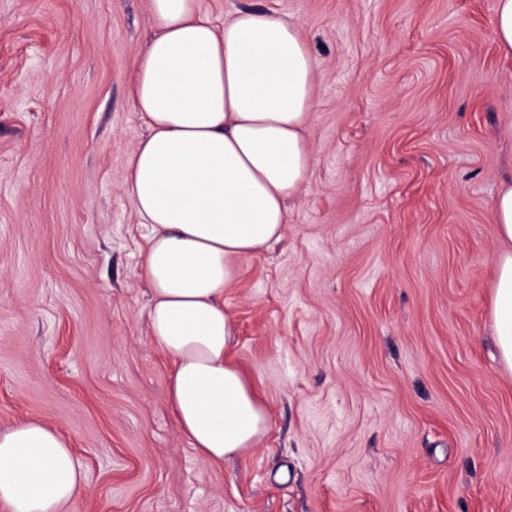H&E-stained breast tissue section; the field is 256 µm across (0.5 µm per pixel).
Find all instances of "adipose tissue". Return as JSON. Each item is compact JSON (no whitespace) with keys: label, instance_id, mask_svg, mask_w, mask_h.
<instances>
[{"label":"adipose tissue","instance_id":"obj_1","mask_svg":"<svg viewBox=\"0 0 512 512\" xmlns=\"http://www.w3.org/2000/svg\"><path fill=\"white\" fill-rule=\"evenodd\" d=\"M156 32L128 80L148 128L125 162L124 190L149 227L141 270L148 328L171 356L176 425L209 463L256 447L270 421L229 358L224 291L242 259L279 242L313 167L317 61L300 26L240 10L215 23L201 0H150ZM499 237L493 304L501 363L512 372V182L493 200ZM82 467L57 430H0V501L10 512H69Z\"/></svg>","mask_w":512,"mask_h":512}]
</instances>
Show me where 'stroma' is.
Instances as JSON below:
<instances>
[{
  "instance_id": "1",
  "label": "stroma",
  "mask_w": 512,
  "mask_h": 512,
  "mask_svg": "<svg viewBox=\"0 0 512 512\" xmlns=\"http://www.w3.org/2000/svg\"><path fill=\"white\" fill-rule=\"evenodd\" d=\"M494 7L202 0L219 22L299 23L318 63L310 179L224 292L270 428L215 465L175 425L124 191L149 0H0V430L62 433L85 478L73 512H512ZM493 304L501 363L512 373V248L499 255Z\"/></svg>"
}]
</instances>
